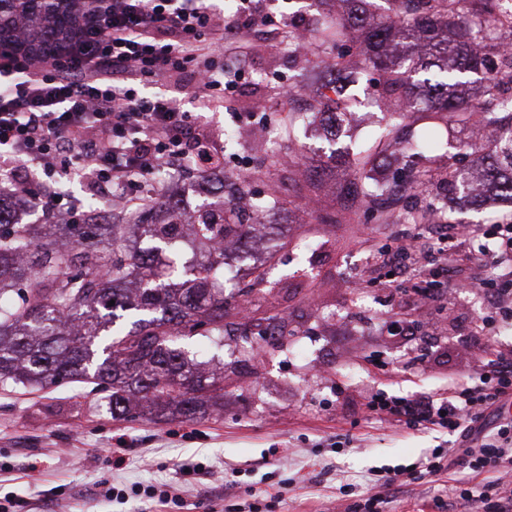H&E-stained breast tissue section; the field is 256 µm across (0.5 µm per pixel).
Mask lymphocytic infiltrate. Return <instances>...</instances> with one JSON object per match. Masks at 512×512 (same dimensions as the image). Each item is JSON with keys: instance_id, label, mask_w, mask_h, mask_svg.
Returning a JSON list of instances; mask_svg holds the SVG:
<instances>
[{"instance_id": "obj_1", "label": "lymphocytic infiltrate", "mask_w": 512, "mask_h": 512, "mask_svg": "<svg viewBox=\"0 0 512 512\" xmlns=\"http://www.w3.org/2000/svg\"><path fill=\"white\" fill-rule=\"evenodd\" d=\"M79 26L50 58L0 50V191L35 200L59 198L82 174L109 187L150 180L163 162L193 159L205 170L219 159L205 140L188 152L195 122L176 97L140 94V85L189 74L195 95L220 105L234 82L213 66L229 28L204 0H75ZM512 394V354L482 363L448 396L377 393L370 414L413 430L437 426L459 435L457 448L422 460L435 475L460 468L508 473L485 512H512V430L484 434L486 412L503 410Z\"/></svg>"}]
</instances>
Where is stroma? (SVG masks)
I'll use <instances>...</instances> for the list:
<instances>
[{
  "mask_svg": "<svg viewBox=\"0 0 512 512\" xmlns=\"http://www.w3.org/2000/svg\"><path fill=\"white\" fill-rule=\"evenodd\" d=\"M242 76L227 107L208 113L211 128L237 135L212 147L224 172L249 176L250 199L273 195L262 219L281 225L278 247L241 262L236 280L248 282L253 266L265 264L279 285L230 300L223 346L201 344L199 361H229L240 335V306L250 319L274 313L288 319L290 338L270 341L261 362L224 372V409L191 421L112 419L98 407V393L85 386L48 390H0V503L9 512H166L139 497L120 502L106 491L123 487L174 488L190 512L211 506L236 512H326L334 501L365 498L386 470L403 469L388 491L384 512H449L461 474L424 479L414 473L433 448L447 446L446 430H411L370 415L367 404L380 391L396 396H446L474 374L481 361L512 351V318L494 314L488 284L512 277V265L471 258L479 245L496 248L494 225L512 220V206L486 199L482 210L459 204L452 223L475 224V239L445 244L431 236L437 217L425 224H380L336 192L351 177L347 164L329 163L331 146L357 148L379 141L382 112L343 115L340 138L330 135L320 113L302 114L285 135L296 103L284 87L306 92L322 83L336 61L326 46L305 56L263 37L250 38L244 57L227 54ZM268 125L281 132L276 144L253 135ZM292 157L269 166L270 155ZM220 174L189 168L165 187L155 204L170 199L183 210L197 202L190 187L235 188ZM423 249H442L449 275L440 276L429 298L414 280L394 284L383 254L401 235ZM486 334H479L482 321Z\"/></svg>",
  "mask_w": 512,
  "mask_h": 512,
  "instance_id": "obj_1",
  "label": "stroma"
}]
</instances>
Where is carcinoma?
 I'll return each instance as SVG.
<instances>
[{
	"label": "carcinoma",
	"instance_id": "carcinoma-1",
	"mask_svg": "<svg viewBox=\"0 0 512 512\" xmlns=\"http://www.w3.org/2000/svg\"><path fill=\"white\" fill-rule=\"evenodd\" d=\"M71 0L43 9L37 0H0V45L29 52L60 40L76 25ZM331 0H311L317 12L309 45L323 46L359 32V71L385 76V98L400 101L390 115L420 134L403 146L411 189L434 192L421 166L448 144V129L476 126L492 135L476 158L481 174L456 166L464 144L448 157L446 190L480 203L492 195L512 203V10L502 0H387L379 22L367 0H347L351 28L329 21ZM496 31L508 41L487 43ZM476 78L483 98L460 88ZM390 144L361 146L354 154L347 197L370 205L379 219L394 217L401 200L369 181ZM238 201L216 198L167 224H24L0 204V389L45 390L71 383L104 393L115 419L171 413L194 420L224 400V368L210 370L189 358L195 338L224 344L227 298L224 252L216 244L247 241L252 225L240 222ZM273 339L288 318H266ZM251 345L231 351L229 365L251 362Z\"/></svg>",
	"mask_w": 512,
	"mask_h": 512
}]
</instances>
